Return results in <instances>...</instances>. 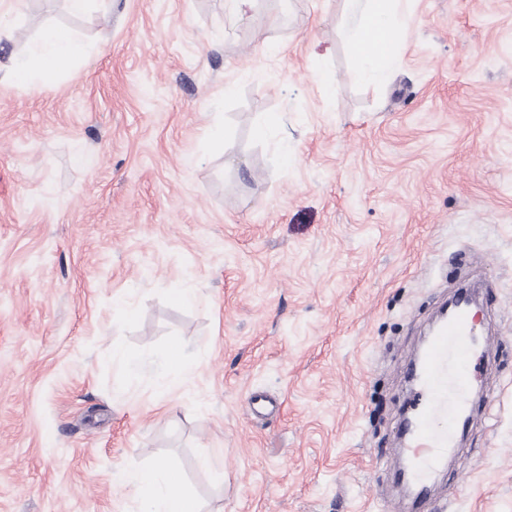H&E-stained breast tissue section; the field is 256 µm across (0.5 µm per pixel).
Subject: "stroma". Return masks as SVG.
Returning a JSON list of instances; mask_svg holds the SVG:
<instances>
[{
    "mask_svg": "<svg viewBox=\"0 0 512 512\" xmlns=\"http://www.w3.org/2000/svg\"><path fill=\"white\" fill-rule=\"evenodd\" d=\"M343 10L0 0V62L49 24L89 46L0 84V512H141L119 476L159 464L203 512H512V0H409L384 85ZM475 283L470 426L416 507L408 365ZM155 364L160 369L176 367L186 377L193 371L192 366L185 359L184 349L181 343L173 344Z\"/></svg>",
    "mask_w": 512,
    "mask_h": 512,
    "instance_id": "35a3bbf8",
    "label": "stroma"
}]
</instances>
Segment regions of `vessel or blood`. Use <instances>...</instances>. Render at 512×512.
I'll return each mask as SVG.
<instances>
[{
	"mask_svg": "<svg viewBox=\"0 0 512 512\" xmlns=\"http://www.w3.org/2000/svg\"><path fill=\"white\" fill-rule=\"evenodd\" d=\"M473 319L468 296L458 294L446 324L410 365L412 376L420 382L409 446L411 473L417 478H425L431 464L447 453L468 422L464 394L479 367Z\"/></svg>",
	"mask_w": 512,
	"mask_h": 512,
	"instance_id": "1",
	"label": "vessel or blood"
}]
</instances>
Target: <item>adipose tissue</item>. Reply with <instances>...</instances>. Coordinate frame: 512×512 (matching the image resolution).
I'll use <instances>...</instances> for the list:
<instances>
[{
  "instance_id": "adipose-tissue-1",
  "label": "adipose tissue",
  "mask_w": 512,
  "mask_h": 512,
  "mask_svg": "<svg viewBox=\"0 0 512 512\" xmlns=\"http://www.w3.org/2000/svg\"><path fill=\"white\" fill-rule=\"evenodd\" d=\"M407 2L345 0L341 32L351 49L353 73L358 80L377 85L388 81L399 57ZM85 53L83 42L75 34L47 26L27 62L0 66V83H55ZM121 483L141 499L142 512H201L196 499L186 491L181 474L173 468L130 471L123 475Z\"/></svg>"
}]
</instances>
